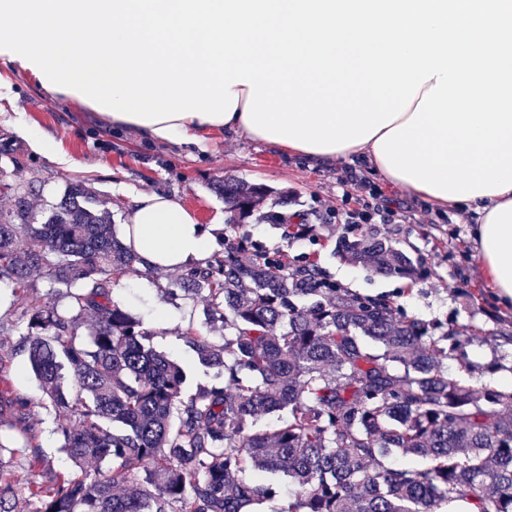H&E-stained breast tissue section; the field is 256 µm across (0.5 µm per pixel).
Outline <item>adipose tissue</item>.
Returning <instances> with one entry per match:
<instances>
[{"label": "adipose tissue", "instance_id": "obj_1", "mask_svg": "<svg viewBox=\"0 0 512 512\" xmlns=\"http://www.w3.org/2000/svg\"><path fill=\"white\" fill-rule=\"evenodd\" d=\"M0 17V57L141 140L202 149L219 130L466 207L512 305V0H0ZM122 241L152 268L212 253L156 191Z\"/></svg>", "mask_w": 512, "mask_h": 512}]
</instances>
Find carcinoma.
<instances>
[{
  "label": "carcinoma",
  "instance_id": "carcinoma-1",
  "mask_svg": "<svg viewBox=\"0 0 512 512\" xmlns=\"http://www.w3.org/2000/svg\"><path fill=\"white\" fill-rule=\"evenodd\" d=\"M218 190L232 230L271 193L233 178ZM27 194L13 191L21 223L0 218V281L19 298L48 278L69 306L31 309L20 349L68 420L67 455L79 468L108 467L23 483L7 477L0 457V512H15L22 497L40 503L36 512H173L175 503L178 512H256L277 489L245 478L249 470L281 472L298 486L288 512H512V391L448 377L447 348L389 300L338 288L313 265L290 270L288 255L252 252L241 237L174 283L205 295L208 323L224 327L222 345L189 337L199 364L224 382L186 396L180 366L112 299V279L141 259L116 236L108 209L75 183L34 224ZM274 226L286 240L315 232ZM337 253L380 273L421 274L406 252L369 234L342 239ZM274 412L288 413L281 428L251 430ZM31 416V403L0 390V432H21L32 472L46 462ZM393 452L430 465L388 468Z\"/></svg>",
  "mask_w": 512,
  "mask_h": 512
}]
</instances>
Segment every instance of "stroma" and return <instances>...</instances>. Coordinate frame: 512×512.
Segmentation results:
<instances>
[{
    "label": "stroma",
    "instance_id": "obj_1",
    "mask_svg": "<svg viewBox=\"0 0 512 512\" xmlns=\"http://www.w3.org/2000/svg\"><path fill=\"white\" fill-rule=\"evenodd\" d=\"M6 71L12 78L9 86H0V182L28 189L30 212L36 218L48 215L70 184L82 183L119 227L138 193L157 191L181 201L197 214L200 224L214 227L217 239L224 240L229 236L222 228L227 214L214 182L234 177L265 185L272 194L259 205V212L282 213L296 223L319 225L320 230L314 237L286 241L271 224L252 219L240 230L251 244L271 254L285 253L298 265H317L324 279L360 296L387 298L399 312L426 323L434 336L457 330L459 347L444 361L449 377L494 390L512 388V309L504 308L489 289L474 255L466 211L428 206L422 197L359 164L341 161L318 166L279 146L220 132L211 135L203 152L174 145L146 146L134 131L114 129L89 108L46 93L0 58V73ZM19 123L37 127L58 141L76 161V168L31 154L14 132ZM357 177L378 186L393 202L428 210L431 221L427 224L370 227L373 234L388 238L418 259L421 276L382 274L336 255L341 235L329 218L361 210L365 192L354 185ZM179 276L176 270L142 268L114 280L112 298L135 316L141 306L154 300L188 308L183 322L156 326L152 343L182 366L184 393L189 396L224 380L216 370L200 366L187 343L192 332L204 327L205 300L181 293L165 298L141 287L145 281L167 285ZM57 301L55 290L44 279L23 299L8 290L0 292V383L36 405L34 428L52 474L72 472L76 466L61 447L57 427L62 416L45 403L41 385L18 345L26 332L23 312Z\"/></svg>",
    "mask_w": 512,
    "mask_h": 512
}]
</instances>
